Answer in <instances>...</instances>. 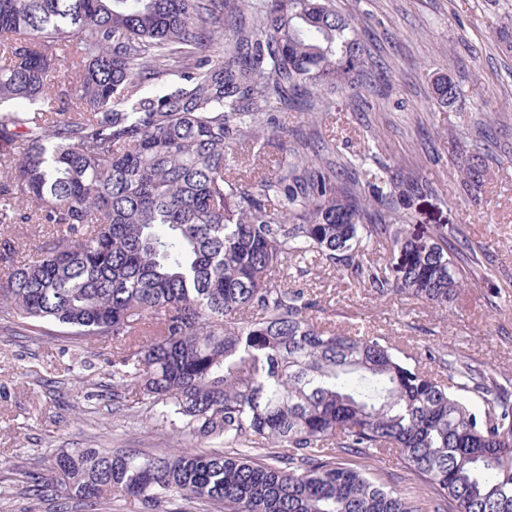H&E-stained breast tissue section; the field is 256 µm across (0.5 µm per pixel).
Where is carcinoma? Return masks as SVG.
Segmentation results:
<instances>
[{"label": "carcinoma", "mask_w": 512, "mask_h": 512, "mask_svg": "<svg viewBox=\"0 0 512 512\" xmlns=\"http://www.w3.org/2000/svg\"><path fill=\"white\" fill-rule=\"evenodd\" d=\"M368 66L329 0H0V106L41 104L0 109V328L111 338L112 401L137 395L188 442L65 448L36 486L87 512L118 493L141 512H512V380L442 347L429 373L387 336L322 322L288 272L325 263L377 298L446 310L482 264L458 225L402 223L394 193H423L419 178L365 197L323 143L290 142L273 118L247 130L273 104L354 95ZM177 70L189 87L143 95ZM434 94L459 89L442 77ZM273 145L274 173L238 176L232 160ZM461 172L478 200L482 161ZM14 224L50 228L35 257L18 260ZM391 453L405 475L388 488L370 462Z\"/></svg>", "instance_id": "carcinoma-1"}]
</instances>
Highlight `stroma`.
I'll return each instance as SVG.
<instances>
[{
	"label": "stroma",
	"instance_id": "obj_1",
	"mask_svg": "<svg viewBox=\"0 0 512 512\" xmlns=\"http://www.w3.org/2000/svg\"><path fill=\"white\" fill-rule=\"evenodd\" d=\"M353 23L382 75L366 76L356 96H332L315 109H284L281 123L327 142L326 160L353 165L360 184L388 187L396 169L427 180L429 191L400 209L411 229L455 224L492 252L490 277L474 268L451 308L440 311L399 296L374 298L320 264L296 281L323 305L321 320L341 329L402 337L423 357L430 347L512 377V54L500 26L512 24V0H331ZM448 77L460 97L434 99ZM481 154L488 172L479 201L459 191L462 156ZM112 341L82 349L0 331V460L14 474L42 468L57 448L171 450L183 442L112 401ZM82 373L84 385L73 382Z\"/></svg>",
	"mask_w": 512,
	"mask_h": 512
}]
</instances>
